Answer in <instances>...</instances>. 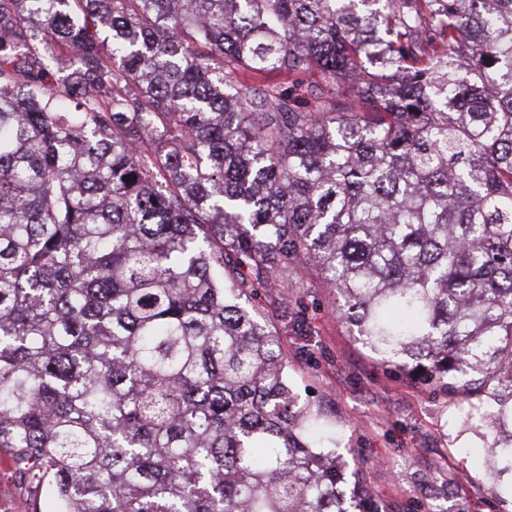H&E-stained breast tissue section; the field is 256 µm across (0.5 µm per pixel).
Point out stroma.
<instances>
[{
    "label": "stroma",
    "mask_w": 512,
    "mask_h": 512,
    "mask_svg": "<svg viewBox=\"0 0 512 512\" xmlns=\"http://www.w3.org/2000/svg\"><path fill=\"white\" fill-rule=\"evenodd\" d=\"M281 295H265L266 311L279 296L307 309L315 330L312 354L282 335L290 377L301 399L319 403L343 428V442L368 460L363 481L393 512H512L486 494L474 461L486 456L484 428L465 426L458 415L462 394L426 388L384 372L347 325L331 310L336 295L315 272L288 271ZM49 480L20 472L11 450L0 448V512H57Z\"/></svg>",
    "instance_id": "35a3bbf8"
}]
</instances>
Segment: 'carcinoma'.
I'll return each mask as SVG.
<instances>
[{
    "instance_id": "cac0c4a2",
    "label": "carcinoma",
    "mask_w": 512,
    "mask_h": 512,
    "mask_svg": "<svg viewBox=\"0 0 512 512\" xmlns=\"http://www.w3.org/2000/svg\"><path fill=\"white\" fill-rule=\"evenodd\" d=\"M297 266L479 377L512 501V0H0V448L58 512H391L256 303Z\"/></svg>"
}]
</instances>
